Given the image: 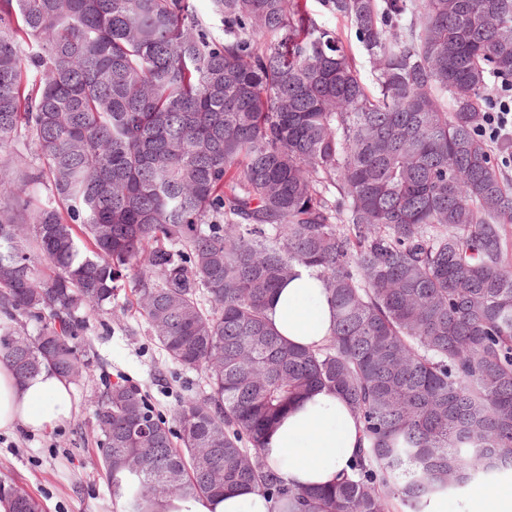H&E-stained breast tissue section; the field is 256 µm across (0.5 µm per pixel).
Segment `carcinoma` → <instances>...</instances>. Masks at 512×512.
Instances as JSON below:
<instances>
[{"instance_id":"1","label":"carcinoma","mask_w":512,"mask_h":512,"mask_svg":"<svg viewBox=\"0 0 512 512\" xmlns=\"http://www.w3.org/2000/svg\"><path fill=\"white\" fill-rule=\"evenodd\" d=\"M0 0V363L90 378L88 315L138 312L204 375L169 426L124 380L94 405L122 512L248 486L283 512H421L512 475V190L479 135L512 84V0ZM316 270L333 337L293 346L273 290ZM37 324L29 334L25 327ZM367 440L352 474L286 486L265 436L315 388ZM11 512H41L26 489ZM195 5L197 14L207 29L216 37H224L223 19L214 10L212 0H196ZM311 9L313 10L316 18L319 23L334 33H336L342 40L349 45L353 54L355 55L358 63L362 66V72L366 81L369 83L370 76V68L368 63L366 62V57L360 45L357 43L354 37L353 31L350 29V25L346 20L342 18H336V15L330 13L325 7L324 3L321 0H311L310 2ZM36 154L37 149L33 143L29 141H21L14 147L0 152V162L2 165L18 168L16 160V157H18L22 162L37 164L38 160Z\"/></svg>"}]
</instances>
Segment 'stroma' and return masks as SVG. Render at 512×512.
Segmentation results:
<instances>
[{"instance_id": "obj_1", "label": "stroma", "mask_w": 512, "mask_h": 512, "mask_svg": "<svg viewBox=\"0 0 512 512\" xmlns=\"http://www.w3.org/2000/svg\"><path fill=\"white\" fill-rule=\"evenodd\" d=\"M134 301L130 290H122L119 302L126 311L120 321L105 329L91 320L85 335L92 346L91 379L72 386L76 412L71 420L43 433L0 432V491L24 487L40 501L42 512H122L97 463L92 431L97 396L106 383L124 379L166 415L204 387L196 372L165 358Z\"/></svg>"}]
</instances>
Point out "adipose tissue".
<instances>
[{"label": "adipose tissue", "instance_id": "obj_1", "mask_svg": "<svg viewBox=\"0 0 512 512\" xmlns=\"http://www.w3.org/2000/svg\"><path fill=\"white\" fill-rule=\"evenodd\" d=\"M267 317L288 343L314 348L333 335L335 309L315 269L299 267L270 298ZM73 398L68 384L43 372L19 378L0 364V431L33 433L70 418ZM364 443L362 425L338 394L311 392L268 432L262 457L288 486L316 488L351 473ZM161 512H279L271 497L244 489L234 494L172 499Z\"/></svg>", "mask_w": 512, "mask_h": 512}]
</instances>
